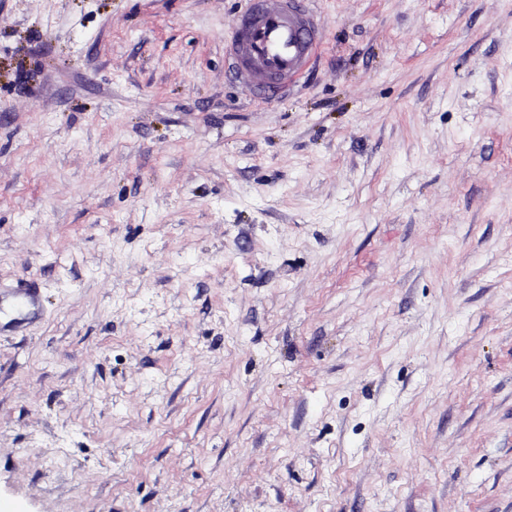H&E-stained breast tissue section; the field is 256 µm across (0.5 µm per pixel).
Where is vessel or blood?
Instances as JSON below:
<instances>
[{"instance_id": "1", "label": "vessel or blood", "mask_w": 512, "mask_h": 512, "mask_svg": "<svg viewBox=\"0 0 512 512\" xmlns=\"http://www.w3.org/2000/svg\"><path fill=\"white\" fill-rule=\"evenodd\" d=\"M230 26L232 80L257 102L284 96L317 57L322 25L308 0H244ZM9 310L35 318L41 313L40 290L12 291Z\"/></svg>"}]
</instances>
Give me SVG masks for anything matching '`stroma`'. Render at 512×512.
Returning <instances> with one entry per match:
<instances>
[{"label":"stroma","instance_id":"1","mask_svg":"<svg viewBox=\"0 0 512 512\" xmlns=\"http://www.w3.org/2000/svg\"><path fill=\"white\" fill-rule=\"evenodd\" d=\"M0 0V512H512V0ZM230 26L229 74L256 102L284 96L317 57L322 25L309 0H244ZM6 307L30 318L40 316V289L36 287L17 288L8 295Z\"/></svg>","mask_w":512,"mask_h":512}]
</instances>
